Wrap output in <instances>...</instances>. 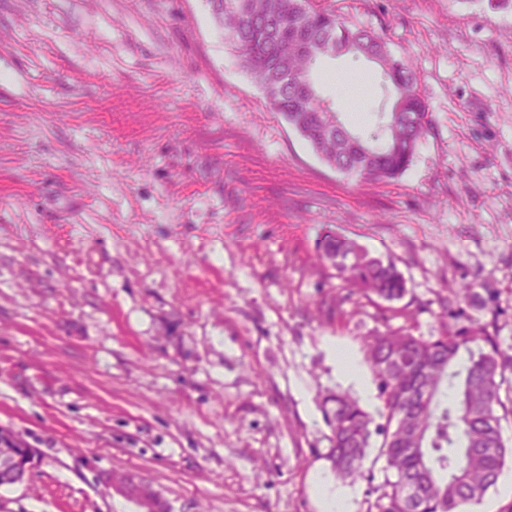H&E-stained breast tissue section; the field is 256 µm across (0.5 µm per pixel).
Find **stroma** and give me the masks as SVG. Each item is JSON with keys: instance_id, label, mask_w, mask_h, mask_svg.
Masks as SVG:
<instances>
[{"instance_id": "35a3bbf8", "label": "stroma", "mask_w": 512, "mask_h": 512, "mask_svg": "<svg viewBox=\"0 0 512 512\" xmlns=\"http://www.w3.org/2000/svg\"><path fill=\"white\" fill-rule=\"evenodd\" d=\"M413 64L430 128L364 183L274 112L210 0H0V429L38 461L0 512H367L385 474L337 479L324 391L382 406L362 338L465 317L512 345V0H319ZM330 70L369 75L353 122ZM312 78L364 132L365 58ZM391 254L407 293L345 297L324 233ZM344 349L361 382L336 355ZM112 487L119 493L133 500L139 512H166L169 506L162 492L144 477L132 473L112 475Z\"/></svg>"}]
</instances>
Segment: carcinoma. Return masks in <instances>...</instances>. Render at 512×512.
I'll use <instances>...</instances> for the list:
<instances>
[{"mask_svg": "<svg viewBox=\"0 0 512 512\" xmlns=\"http://www.w3.org/2000/svg\"><path fill=\"white\" fill-rule=\"evenodd\" d=\"M211 3L272 109L325 163L369 181L394 179L408 169L429 126L427 107L412 64L395 57L380 36L346 26L331 10L306 8L302 0ZM307 41L324 54L353 44L347 53L379 57L383 85L402 95V110L378 113L364 134L348 128L319 92L308 94L290 80L309 65L301 51ZM319 248L351 293L388 302L405 295L406 281L392 259L332 233ZM439 319L436 336L389 327L363 339L382 402L379 418L347 393L329 391L322 399L330 429L326 458L337 477L372 481L364 460L373 437L382 438L379 454L395 479L375 488L376 512H458L483 499L512 456L495 412L504 406L500 390L512 374V351L502 348L490 324L467 319L459 309L450 307Z\"/></svg>", "mask_w": 512, "mask_h": 512, "instance_id": "1", "label": "carcinoma"}]
</instances>
